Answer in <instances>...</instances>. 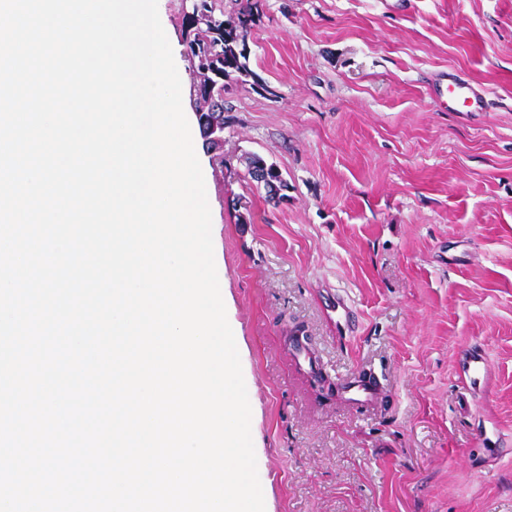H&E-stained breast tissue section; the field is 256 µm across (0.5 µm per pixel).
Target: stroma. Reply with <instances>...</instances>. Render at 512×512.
Masks as SVG:
<instances>
[{
	"mask_svg": "<svg viewBox=\"0 0 512 512\" xmlns=\"http://www.w3.org/2000/svg\"><path fill=\"white\" fill-rule=\"evenodd\" d=\"M258 5L222 153L191 135L265 512H512V0ZM158 10L196 114L182 0ZM448 71L486 111L435 101ZM475 345L480 398L459 368ZM369 373L377 398L350 401L343 380ZM266 161L258 156V155H252L248 158L247 160V164H246V169H247V175L250 177V179L254 182H257L259 184V181H262L264 179V174H266V169L263 170H257L256 172H254L252 175L255 179V180L252 176H251V171L253 169H258L260 168L259 166H262V167H266L267 168V171H268V175H269V178L278 185L279 189L281 191H284V190H288V183L287 181L283 178L282 174L279 173L274 167L272 164H268L269 166L266 165L265 163Z\"/></svg>",
	"mask_w": 512,
	"mask_h": 512,
	"instance_id": "1",
	"label": "stroma"
}]
</instances>
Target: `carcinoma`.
Wrapping results in <instances>:
<instances>
[{
  "label": "carcinoma",
  "mask_w": 512,
  "mask_h": 512,
  "mask_svg": "<svg viewBox=\"0 0 512 512\" xmlns=\"http://www.w3.org/2000/svg\"><path fill=\"white\" fill-rule=\"evenodd\" d=\"M251 5L240 7L233 15L224 17L222 0H202L201 9L190 6L183 12L184 54L196 74L194 83L198 102V123L201 134L214 150L224 145V86L225 82L245 70L247 47L244 34L254 24ZM267 167L269 178L284 191L288 183L273 166L252 155L246 169Z\"/></svg>",
  "instance_id": "1"
}]
</instances>
